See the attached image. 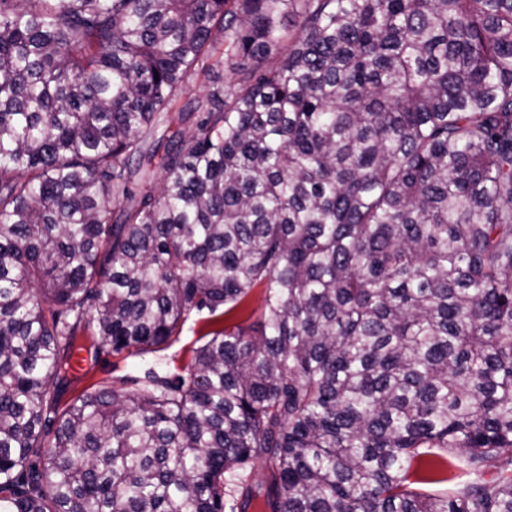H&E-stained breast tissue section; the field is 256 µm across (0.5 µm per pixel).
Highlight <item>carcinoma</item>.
Segmentation results:
<instances>
[{"label": "carcinoma", "instance_id": "1", "mask_svg": "<svg viewBox=\"0 0 512 512\" xmlns=\"http://www.w3.org/2000/svg\"><path fill=\"white\" fill-rule=\"evenodd\" d=\"M255 503L512 512V0H0V512ZM207 316V313L191 314L179 326L177 335L158 352L132 356H128L127 353L117 356L111 352H103L96 362L80 361L79 365L75 364L74 371V375L79 379L71 384L63 396V402L73 399L86 387L98 382H106L111 386L112 382H115V385L119 386L122 379L137 377L142 383L146 371L150 368L162 369L170 374L181 373L182 368L190 362L193 350L209 339L203 338V334L211 329L232 326L240 320L231 314L225 316L224 324L208 326Z\"/></svg>", "mask_w": 512, "mask_h": 512}]
</instances>
